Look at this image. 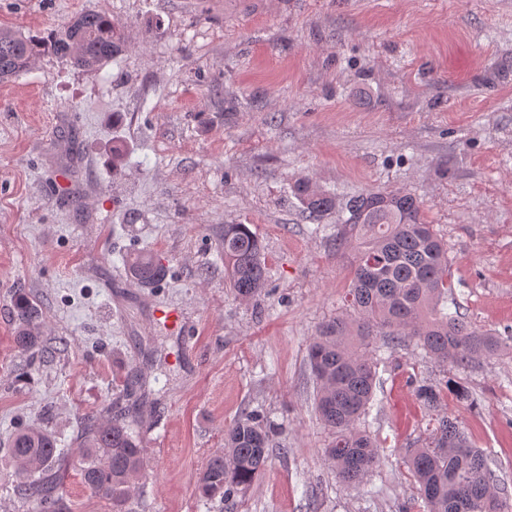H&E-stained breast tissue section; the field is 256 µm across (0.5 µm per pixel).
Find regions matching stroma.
I'll list each match as a JSON object with an SVG mask.
<instances>
[{
	"label": "stroma",
	"instance_id": "1",
	"mask_svg": "<svg viewBox=\"0 0 512 512\" xmlns=\"http://www.w3.org/2000/svg\"><path fill=\"white\" fill-rule=\"evenodd\" d=\"M109 15L127 49L100 71L50 55L0 82V512H27L3 458L20 429L69 460L82 415L126 413L147 464L133 512H224L197 478L224 428L273 426L238 512H424L405 462L428 434L417 381L443 397L512 487V354L442 370L386 353L370 430L385 466L340 483L324 450L307 349L352 278L340 211L312 223L292 194L415 195L448 243L472 325L512 329V0H0V26L44 36ZM247 224L267 286L224 278V227ZM165 268L129 276L135 253ZM45 317V352L16 347V291ZM176 310L177 325L163 314Z\"/></svg>",
	"mask_w": 512,
	"mask_h": 512
}]
</instances>
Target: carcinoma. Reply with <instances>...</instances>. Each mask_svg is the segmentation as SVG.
<instances>
[{
  "mask_svg": "<svg viewBox=\"0 0 512 512\" xmlns=\"http://www.w3.org/2000/svg\"><path fill=\"white\" fill-rule=\"evenodd\" d=\"M124 50L112 19L84 11L45 40L19 31L0 30V81L25 72L41 54H51L77 69L97 71ZM304 211L317 218L336 207V198L312 179L293 185ZM348 216L336 226V247L355 245L353 277L345 296L347 311L324 323L308 348V364L317 385L316 409L332 441L326 456L340 482L359 485L379 469L386 455L361 425L374 398L381 352L403 338L443 369L465 368L512 353V333L482 332L461 313L448 310V245L424 221L420 202L410 194L364 191L350 196ZM224 271L229 287L251 300L266 287L261 242L247 224L224 225ZM134 280L150 284L164 276L151 254L129 263ZM15 342L24 351L42 348L41 311L23 293L16 295ZM374 336L382 337L375 345ZM415 395L434 417L428 441L415 449L407 465L419 486L426 512H512V496L494 486L497 460L473 447L453 419L434 412L444 396L441 383L422 380ZM270 426L247 412L224 429V449L210 456L198 480L207 499L224 506L263 474L269 459ZM78 471L91 493L128 512L135 480L146 463L137 436L124 418L81 423ZM5 457L20 477L18 493L30 512H61L66 463L52 434L28 428L13 436Z\"/></svg>",
  "mask_w": 512,
  "mask_h": 512,
  "instance_id": "obj_1",
  "label": "carcinoma"
}]
</instances>
